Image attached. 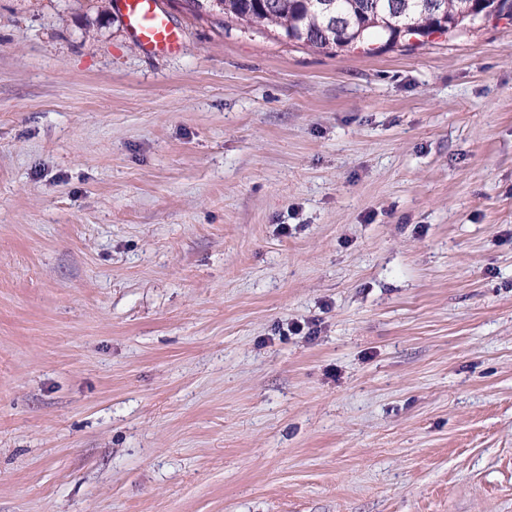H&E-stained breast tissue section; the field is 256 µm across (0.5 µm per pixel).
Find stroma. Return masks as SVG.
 I'll list each match as a JSON object with an SVG mask.
<instances>
[{
	"instance_id": "1",
	"label": "stroma",
	"mask_w": 512,
	"mask_h": 512,
	"mask_svg": "<svg viewBox=\"0 0 512 512\" xmlns=\"http://www.w3.org/2000/svg\"><path fill=\"white\" fill-rule=\"evenodd\" d=\"M159 6L0 0V512H512V24ZM125 27L146 53L159 55L176 52L180 32L157 10V0H117ZM192 16L223 15L224 25L262 33L316 50L358 49L372 33L397 45L442 15L467 13L473 0H181ZM223 4L221 5V3ZM341 17L342 22L336 21Z\"/></svg>"
}]
</instances>
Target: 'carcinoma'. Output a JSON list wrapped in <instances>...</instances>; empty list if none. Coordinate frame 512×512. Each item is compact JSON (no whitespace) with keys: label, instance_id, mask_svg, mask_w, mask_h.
Returning <instances> with one entry per match:
<instances>
[{"label":"carcinoma","instance_id":"carcinoma-1","mask_svg":"<svg viewBox=\"0 0 512 512\" xmlns=\"http://www.w3.org/2000/svg\"><path fill=\"white\" fill-rule=\"evenodd\" d=\"M192 16L222 15L224 26L291 37L305 48L357 49L373 33L387 45L418 35L439 17L453 19L472 0H182Z\"/></svg>","mask_w":512,"mask_h":512}]
</instances>
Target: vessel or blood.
Instances as JSON below:
<instances>
[{
	"instance_id": "vessel-or-blood-1",
	"label": "vessel or blood",
	"mask_w": 512,
	"mask_h": 512,
	"mask_svg": "<svg viewBox=\"0 0 512 512\" xmlns=\"http://www.w3.org/2000/svg\"><path fill=\"white\" fill-rule=\"evenodd\" d=\"M120 17L142 50L159 55L176 52L180 32L157 10L156 0H118Z\"/></svg>"
}]
</instances>
